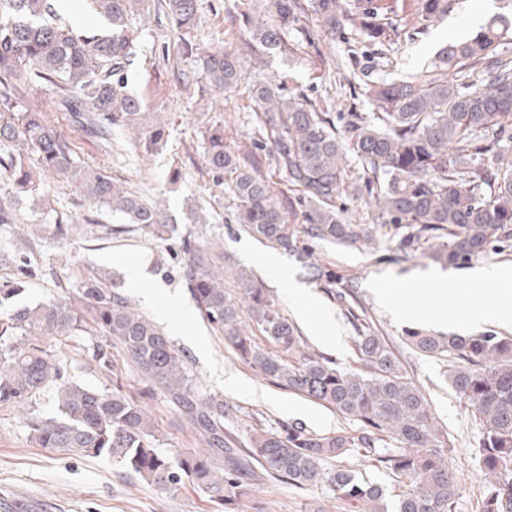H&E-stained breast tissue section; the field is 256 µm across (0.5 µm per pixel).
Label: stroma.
Wrapping results in <instances>:
<instances>
[{
    "mask_svg": "<svg viewBox=\"0 0 512 512\" xmlns=\"http://www.w3.org/2000/svg\"><path fill=\"white\" fill-rule=\"evenodd\" d=\"M393 11L390 36L385 43L367 41L358 26L349 24L329 30L325 21L310 15L305 31L289 29L288 49L263 51L251 42L244 13L254 11L258 0H197V24L191 40L198 48L234 50L245 75L244 87L227 92L210 83L194 55L186 53L179 34L163 8V0H145L134 27L138 32L136 57L128 68L129 87L140 98L148 125H161L164 144L151 156L133 151L121 131L111 144L86 132L72 113L57 109L59 90L45 84L25 95L28 108L45 111L58 131L71 141L78 160L99 166L138 195L165 209L171 224L183 222L186 205L202 207L207 215L192 230L203 241L223 249L231 262L251 271L286 316H293L294 301L287 283L270 281L260 262L271 247L241 231L231 220L232 200L224 187L215 184L204 157L203 134L215 117L224 119V143L232 151L258 157L270 190L284 206L298 197L284 174L275 166L264 144L253 103L246 87L264 77H275L289 95L313 102L333 103L337 128H344L355 112H373L365 96L367 82L402 76L424 78L434 68L436 51L452 41L469 37L491 17L512 18V0H451L446 15L421 22L417 0H388ZM178 181H171L172 171ZM366 176L361 161L348 156L347 172L336 200L353 224H375L376 212L363 186ZM44 198H27L14 206L15 224L0 229V253L20 261L36 255L39 268L30 280L23 303L47 302L64 296L61 282L78 285L83 272L106 274L135 308L157 318L169 297H176L189 312L180 331L170 332L175 349L187 359L189 375L198 388L223 399L233 416L225 426L232 434L247 437L253 428L300 422L309 429L329 433L349 428V420L287 389L267 382L240 361L231 347L202 319L182 280L183 259L174 255L173 241L143 235L122 214L84 200L73 185L44 178ZM68 216L74 226L69 239H57L51 229L55 214ZM423 247L404 254L400 235L378 230L371 245L325 244L315 246L320 263L342 279H354L355 304L361 307L378 336L401 361L408 377L427 395L431 409L448 433L453 447L448 465L459 494L452 512H481L487 479L477 455L481 429L471 410L448 382L445 366L413 350L405 336L412 329L458 333V318L472 288L469 267L454 268L450 293H439L425 274L437 263ZM144 274L142 291L127 283L128 267ZM417 285L419 291L407 303L409 318L399 321L381 305L371 290L374 279ZM336 320V340L321 341L314 325L298 329L310 349L354 366L351 324L336 301L323 297ZM447 315L439 323L438 315ZM205 336V349L192 338ZM90 337L77 336L57 347L70 363L74 380L97 389L108 387L88 357ZM158 425L163 447L194 448L195 435L161 394L147 401ZM0 496L41 502L43 512H213L207 495L192 486L163 491L130 479L108 457H70L38 447L31 439L18 408L0 406ZM259 512H310L323 505L326 512H343L338 501L328 498L322 486L299 489L263 480L249 500Z\"/></svg>",
    "mask_w": 512,
    "mask_h": 512,
    "instance_id": "1",
    "label": "stroma"
}]
</instances>
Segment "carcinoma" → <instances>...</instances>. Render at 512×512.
<instances>
[{
	"instance_id": "1",
	"label": "carcinoma",
	"mask_w": 512,
	"mask_h": 512,
	"mask_svg": "<svg viewBox=\"0 0 512 512\" xmlns=\"http://www.w3.org/2000/svg\"><path fill=\"white\" fill-rule=\"evenodd\" d=\"M143 0H90L107 21L104 29L80 31L61 21L53 0H0V173L14 199L39 196L42 180L32 165L60 182L77 186L84 198L123 214L143 234L165 239L168 224L156 202L128 191L99 168L79 164L72 144L47 114L20 105L27 88L49 83L62 92L58 105L76 113L103 140L114 127L136 131L135 147L151 153L160 127H141V100L128 93L126 66L135 55L129 18ZM166 12L187 39L196 24L197 0H164ZM273 16H246L251 39L268 49L288 46V27L311 10L336 29V0H270ZM448 0H419L418 14L431 20L448 11ZM382 0H357L371 40L387 38ZM512 21L494 19L475 35L450 42L428 79L378 80L367 84L376 106L372 118L357 116L342 135L331 113L285 93L275 79L255 82L254 114L269 151L288 183L297 188L303 223L290 224L259 163L224 145V122L216 118L205 134L212 177L225 183L234 222L254 237L296 256L315 282L344 309L355 336L356 359L365 374L309 353L298 328L245 270L224 265V252L188 232L179 238L183 277L200 315L227 341L241 361L268 382L332 409L354 422L324 434L301 423L276 431L256 430L240 442L224 427V401L199 392L184 359L155 323L134 309L100 273L80 281L78 294L35 306L11 307L35 274L28 259L0 281V405L33 403L52 388L59 413L32 412L29 434L40 448L78 457L106 455L126 474L164 490L189 483L202 490L215 512H244L262 477L304 489L323 485L349 512H388L381 487L323 463L362 455L405 479L409 490L394 512H452L458 483L448 467L447 432L400 361L351 304L352 285L313 260L315 241H374L368 224H348L336 197L350 154L367 174L382 226L409 229L403 251L432 242L434 255L458 267L512 241V169L497 158L485 165L501 141L512 142ZM200 65L210 82L236 89L244 78L237 53L205 51ZM469 68L477 79L458 86L450 69ZM494 188L485 194L486 188ZM240 297L224 291V273ZM266 341L267 351L248 334L241 307ZM92 336L91 360L112 379L97 389L73 380L51 343ZM406 341L418 352L447 359L448 381L479 421L480 468L487 478L482 512H512V336L494 330L477 336H437L412 331ZM122 352V358L111 349ZM133 368L148 391L160 392L189 424L202 450L158 448V429L143 395L123 383ZM395 446H388V442ZM224 462L217 473L218 461Z\"/></svg>"
}]
</instances>
